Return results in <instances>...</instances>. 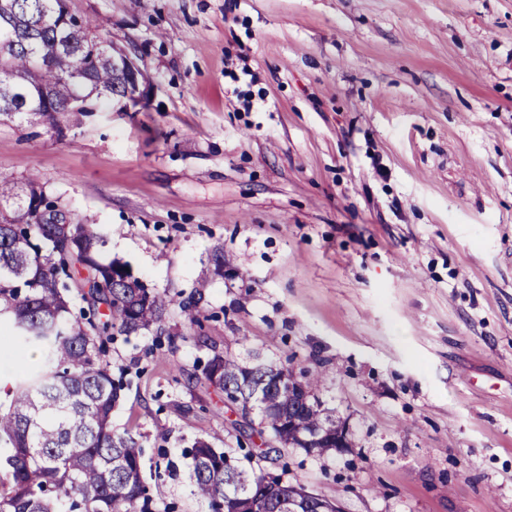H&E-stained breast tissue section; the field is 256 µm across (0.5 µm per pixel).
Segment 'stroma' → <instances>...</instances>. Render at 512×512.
Masks as SVG:
<instances>
[{
	"mask_svg": "<svg viewBox=\"0 0 512 512\" xmlns=\"http://www.w3.org/2000/svg\"><path fill=\"white\" fill-rule=\"evenodd\" d=\"M67 4L147 96L0 121V177L37 173L171 301L104 356L153 512H209L195 438L244 456L215 351L321 374L346 424L327 455L253 433L266 471L342 512H512V0Z\"/></svg>",
	"mask_w": 512,
	"mask_h": 512,
	"instance_id": "stroma-1",
	"label": "stroma"
}]
</instances>
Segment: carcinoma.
<instances>
[{
	"label": "carcinoma",
	"instance_id": "obj_1",
	"mask_svg": "<svg viewBox=\"0 0 512 512\" xmlns=\"http://www.w3.org/2000/svg\"><path fill=\"white\" fill-rule=\"evenodd\" d=\"M123 54L93 36L61 0H0V116L55 124L92 111L96 102L126 99L132 87ZM45 55L53 66L40 70L37 60ZM78 99L82 108L74 112ZM26 198L47 218L39 222L20 205L15 216L0 219V326L40 359L20 367L0 399V512H59L62 501L68 512H152L163 488L145 482L141 435L112 428L124 386L102 355L112 331L130 336L161 323L168 300L126 266L102 263L104 241L95 227L65 223L34 179ZM73 288L87 305L78 316ZM285 371L296 378L284 366H247L215 353L204 377L232 402L259 400L261 424L281 446L297 433L314 434L311 451L335 452L337 422L315 397L319 379L299 380L310 397L305 405L278 386ZM277 409L292 410L289 429L279 426ZM188 455L195 495L210 512H272L280 498L299 512L333 510L334 502L311 497L300 484L232 463L205 438L195 439Z\"/></svg>",
	"mask_w": 512,
	"mask_h": 512
}]
</instances>
